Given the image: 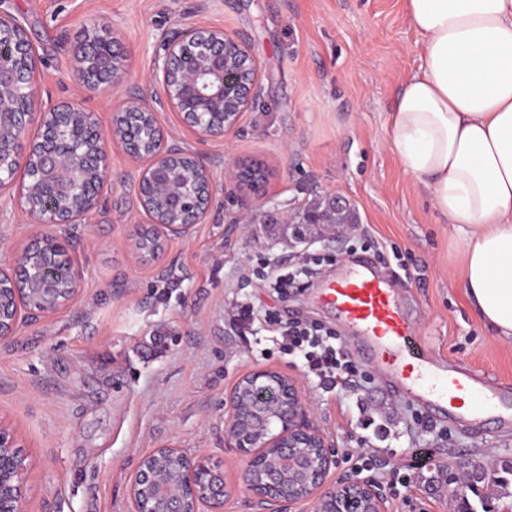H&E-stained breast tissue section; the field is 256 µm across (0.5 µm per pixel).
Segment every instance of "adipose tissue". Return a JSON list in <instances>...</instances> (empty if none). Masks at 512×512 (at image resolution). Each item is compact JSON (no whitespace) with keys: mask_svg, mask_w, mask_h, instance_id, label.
Masks as SVG:
<instances>
[{"mask_svg":"<svg viewBox=\"0 0 512 512\" xmlns=\"http://www.w3.org/2000/svg\"><path fill=\"white\" fill-rule=\"evenodd\" d=\"M421 65L383 132L459 235L475 316L512 342V0H405Z\"/></svg>","mask_w":512,"mask_h":512,"instance_id":"ef3b65f1","label":"adipose tissue"}]
</instances>
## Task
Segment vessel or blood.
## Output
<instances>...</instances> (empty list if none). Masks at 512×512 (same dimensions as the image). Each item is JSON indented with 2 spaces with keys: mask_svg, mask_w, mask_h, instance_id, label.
<instances>
[{
  "mask_svg": "<svg viewBox=\"0 0 512 512\" xmlns=\"http://www.w3.org/2000/svg\"><path fill=\"white\" fill-rule=\"evenodd\" d=\"M321 299L361 342L362 358L431 417L478 431L499 424L512 408V395L487 384L484 373L461 368L419 341L397 288L370 264L326 282Z\"/></svg>",
  "mask_w": 512,
  "mask_h": 512,
  "instance_id": "obj_1",
  "label": "vessel or blood"
}]
</instances>
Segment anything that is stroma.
<instances>
[{
    "label": "stroma",
    "mask_w": 512,
    "mask_h": 512,
    "mask_svg": "<svg viewBox=\"0 0 512 512\" xmlns=\"http://www.w3.org/2000/svg\"><path fill=\"white\" fill-rule=\"evenodd\" d=\"M39 54L35 78L43 109L75 100L94 113L108 153L100 205L84 224L45 226L0 195V262L51 235L76 260L80 292L67 306L20 322L0 343V425L29 454L28 512H130V477L150 450L172 445L205 454L240 475L248 464L226 434L230 395L256 370L297 380L306 422L336 457L327 488L353 479L351 456L371 458L368 478L412 473L406 500L382 488L386 512H512V418L482 434L414 422L419 408L371 376L353 390L324 392L280 353L266 330L245 331L227 310L249 303L282 321L336 328L316 286L281 294L255 269L270 257L284 269L298 249L271 235L270 208L292 215L342 197L358 221L336 238L308 245L322 277L368 259L407 282L406 310L418 336L448 358L512 388V343L471 312L459 284L458 234L404 174L383 134L393 100L420 64L418 36L403 0H0ZM202 25L240 36L259 65L261 92L223 138L199 139L160 106L151 73L164 41ZM100 36L127 57L115 92H85L72 54ZM136 97L213 176L205 223L168 242L158 259L135 258L145 221L134 163L112 142L116 104ZM267 172L252 190L229 182L236 164ZM388 407L389 435L360 422L362 406ZM427 453L425 467L416 450ZM485 465L495 484L468 485L458 463Z\"/></svg>",
    "instance_id": "obj_1"
}]
</instances>
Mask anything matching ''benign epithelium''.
<instances>
[{
    "instance_id": "1",
    "label": "benign epithelium",
    "mask_w": 512,
    "mask_h": 512,
    "mask_svg": "<svg viewBox=\"0 0 512 512\" xmlns=\"http://www.w3.org/2000/svg\"><path fill=\"white\" fill-rule=\"evenodd\" d=\"M8 39L22 74L0 72V193L10 189L6 173L21 169L27 178L17 201L36 224H80L96 211L104 188L108 155L93 113L67 101L44 111L35 88L37 52L25 28L14 17L0 14V41ZM188 54L196 65L179 67ZM79 75L88 87L115 88L122 76L115 67L125 57L107 40L94 37L73 48ZM152 78L161 84V105L179 114L181 122L203 138H221L235 127L260 92L259 66L246 43L224 30L187 26L165 41L162 61ZM37 134H28L29 123ZM113 142L138 166L134 189L147 224L162 244L185 236L204 223L214 202L210 171L175 143L157 123L154 110L138 98L126 99L113 113ZM53 190L64 204L39 207L42 193ZM267 221L283 224L278 233L288 242L307 240L309 226L333 222L312 210L293 217L276 213ZM15 306L0 307V340L13 335L23 302L13 288ZM40 292L50 314L70 303L79 292V278L65 287L46 283ZM306 405L297 382L277 371L245 374L230 398L226 430L235 448L249 457L241 479L260 500L283 505L316 499V512H385L373 485L348 480L321 491L335 455L324 436L304 424ZM14 440L0 429V512H27L25 469ZM234 491L224 467L206 455L191 456L161 446L142 457L130 480L131 512H224Z\"/></svg>"
}]
</instances>
